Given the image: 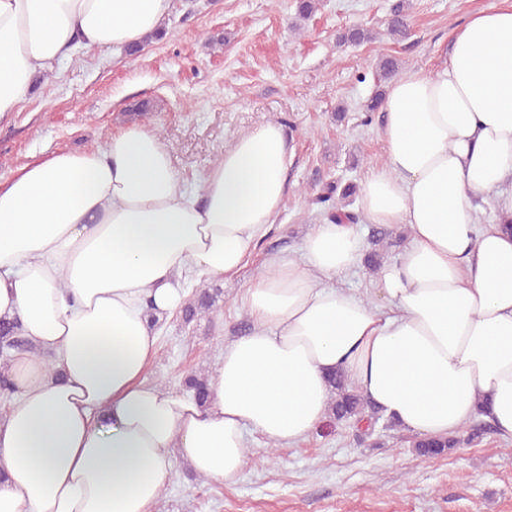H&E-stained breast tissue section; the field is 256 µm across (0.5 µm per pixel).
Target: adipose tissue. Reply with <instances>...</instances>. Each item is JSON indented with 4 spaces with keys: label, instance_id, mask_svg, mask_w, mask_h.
Wrapping results in <instances>:
<instances>
[{
    "label": "adipose tissue",
    "instance_id": "obj_1",
    "mask_svg": "<svg viewBox=\"0 0 512 512\" xmlns=\"http://www.w3.org/2000/svg\"><path fill=\"white\" fill-rule=\"evenodd\" d=\"M169 7L0 0V114L36 70L141 45ZM383 112L385 160L357 210L410 241L375 300L342 285L363 257L356 226L314 225L302 258L268 255L245 288L251 327L225 340L204 405L149 380L146 312L173 317L202 280L248 266L287 195L281 124L234 137L196 184L139 125L0 183V318L33 344L9 365L0 512H156L180 465L234 482L247 436L281 449L322 423L334 373L410 432L455 434L482 406L512 438V0L472 13L447 61L404 73ZM479 196L495 221L479 222Z\"/></svg>",
    "mask_w": 512,
    "mask_h": 512
}]
</instances>
